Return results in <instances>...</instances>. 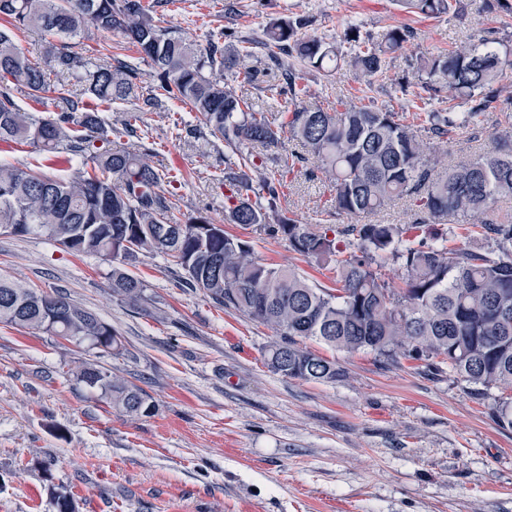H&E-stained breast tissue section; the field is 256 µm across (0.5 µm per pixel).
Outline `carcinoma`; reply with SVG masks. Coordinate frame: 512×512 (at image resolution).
I'll return each mask as SVG.
<instances>
[{
	"mask_svg": "<svg viewBox=\"0 0 512 512\" xmlns=\"http://www.w3.org/2000/svg\"><path fill=\"white\" fill-rule=\"evenodd\" d=\"M408 12L440 18L459 13L460 0H397ZM0 143L28 144L47 154L77 157L81 167L60 178L0 162V233L57 241L69 229L75 254H97L114 263L108 289L136 306L143 283L125 266L139 256L161 255L185 272L184 285L203 291L215 304L271 327L280 340L269 345L266 364L289 379L333 382L343 376L336 362L301 345L316 339L350 352L370 350L386 359H438L477 399L497 389L512 391V219L498 203L512 197V96L496 87L501 68L512 62V46L497 39L420 59L414 72L427 90L448 91L460 112H426L412 121L388 108L345 104L280 113L279 124L253 109L248 99L222 81L224 71L246 66L250 46L191 45L160 27L142 0H0ZM304 18L271 23L260 42L263 73L288 85L290 101L303 93L285 68L290 56L313 67L341 61L371 84L386 78L389 55L404 47L412 32L388 30L378 43L355 30L330 43L301 36ZM120 32L138 49L153 73L149 105L164 97L196 114L199 126L237 148L256 143L279 166L263 173L250 157L241 166L257 179L229 167L224 171L225 211L232 224L257 226L288 241L289 248L316 262L336 264V290L320 288L292 268L264 265L252 257L248 241L228 234L201 213L176 218L162 185L165 174L144 156L112 148L101 112L138 96L137 63L115 57L91 65L65 46L51 45L47 66L24 55L14 31L38 28L57 39L82 37L88 28ZM67 74L86 86L89 100L52 76ZM40 102L53 94L57 116L21 108L15 93ZM506 113L494 135V152L462 160L439 171L428 139H442L467 127L483 128L489 109ZM302 146L330 182L336 210L355 219L341 228L302 224L280 204L282 188L295 178L306 155L282 153L285 138ZM415 200L411 224L361 223L402 197ZM434 224H476L487 247L428 245L419 233ZM354 250L344 255L337 236ZM389 260L405 272L394 290L380 268ZM0 324L57 336L102 352L118 351L112 325L67 294L36 292L0 276ZM100 391L112 408L148 416L153 405L143 390L95 363L75 371ZM498 424L512 429V398L491 407ZM55 512H76L74 494L53 488Z\"/></svg>",
	"mask_w": 512,
	"mask_h": 512,
	"instance_id": "1",
	"label": "carcinoma"
}]
</instances>
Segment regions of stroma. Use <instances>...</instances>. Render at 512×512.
Returning a JSON list of instances; mask_svg holds the SVG:
<instances>
[{"label":"stroma","mask_w":512,"mask_h":512,"mask_svg":"<svg viewBox=\"0 0 512 512\" xmlns=\"http://www.w3.org/2000/svg\"><path fill=\"white\" fill-rule=\"evenodd\" d=\"M156 21L193 44L261 41L270 22L308 21L304 32L332 42L348 28L380 40L389 29L413 37L394 54L386 80L366 84L347 66L294 69L303 107H335L337 99L375 103L396 112L413 106L448 109L447 92L405 83L417 57L472 43L491 28L512 41V16L461 0L458 15L423 19L395 0H144ZM72 51L103 63L138 52L118 32L89 30ZM257 77L225 74L256 110L277 117L288 107L282 83L263 76L264 59L249 61ZM142 112L135 132L121 124ZM104 119L112 145L145 153L171 178L166 194L178 218L203 213L224 219V168L240 155L261 156L254 144L234 150L209 132L190 138L178 128L194 115L175 101L142 110L131 99ZM504 118L486 112L482 130L432 140L454 164L492 152ZM0 160L69 176L75 164L60 153L44 161L28 145H0ZM300 171L281 200L304 224L343 227L324 178ZM249 240L264 264L289 266L310 282L335 288L328 263L292 251L258 227L226 224ZM111 263L75 255L43 239L0 234V275L44 291H61L117 330L120 352L87 350L62 338L0 324V512H54L51 491H73L78 512H512V429L500 427L489 401L477 400L455 373L424 360L387 361L369 350L347 352L315 341L308 347L336 361L333 382L273 373L265 349L275 332L216 306L182 286L183 272L160 255L142 256L128 271L145 286L142 307L112 298ZM93 360L139 386L152 415L121 413L68 370ZM51 458L50 473L41 463Z\"/></svg>","instance_id":"35a3bbf8"}]
</instances>
